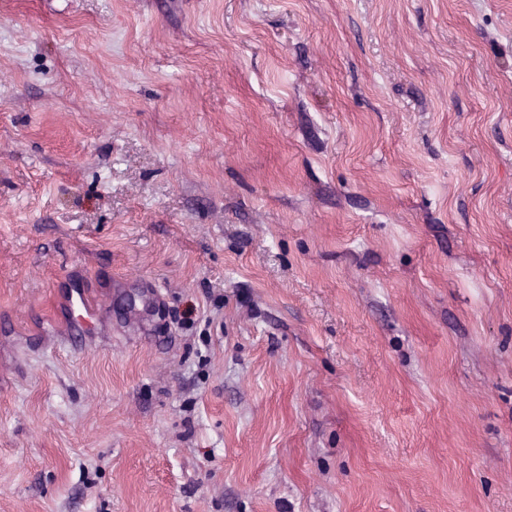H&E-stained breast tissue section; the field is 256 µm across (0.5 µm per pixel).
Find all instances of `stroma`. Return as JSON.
Returning a JSON list of instances; mask_svg holds the SVG:
<instances>
[{"instance_id":"1","label":"stroma","mask_w":512,"mask_h":512,"mask_svg":"<svg viewBox=\"0 0 512 512\" xmlns=\"http://www.w3.org/2000/svg\"><path fill=\"white\" fill-rule=\"evenodd\" d=\"M0 512H512V0H0ZM68 307L71 312H77L78 318L84 323L94 325L98 320L96 309L89 298L87 288H74L68 300Z\"/></svg>"}]
</instances>
